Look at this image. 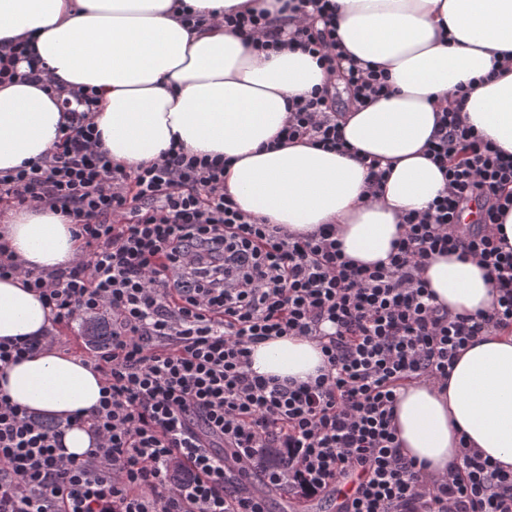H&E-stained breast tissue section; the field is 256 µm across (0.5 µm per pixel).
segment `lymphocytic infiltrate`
<instances>
[{
    "label": "lymphocytic infiltrate",
    "instance_id": "lymphocytic-infiltrate-1",
    "mask_svg": "<svg viewBox=\"0 0 512 512\" xmlns=\"http://www.w3.org/2000/svg\"><path fill=\"white\" fill-rule=\"evenodd\" d=\"M305 24L281 34L262 14L224 24L261 47L300 50L350 97L389 94L383 72L336 62L334 0H300ZM27 46L0 51V83L46 81ZM77 103L46 156L0 173V201L46 202L81 241L76 265L23 271L0 240V277L24 274L66 325L112 312L111 340L90 362L104 383L87 417L95 446L76 462L60 453L67 426L0 395V512H269L264 498L230 489L261 469L301 500L362 481L342 512H512V473L478 450L434 477L403 454L392 426L396 390L426 377L447 381L461 351L491 329L512 328V246L488 227L512 209V158L458 108L442 111L428 149L446 188L402 222L387 261L347 258L332 225L302 237L264 224L224 192V162L170 147L128 169L95 148L92 90ZM288 139L350 152L331 85L293 102ZM479 204L477 223L463 212ZM478 259L496 290L490 311L454 315L421 277L433 255ZM317 340L324 355L310 381L255 374L250 355L274 338Z\"/></svg>",
    "mask_w": 512,
    "mask_h": 512
}]
</instances>
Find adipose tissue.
Returning a JSON list of instances; mask_svg holds the SVG:
<instances>
[{
	"mask_svg": "<svg viewBox=\"0 0 512 512\" xmlns=\"http://www.w3.org/2000/svg\"><path fill=\"white\" fill-rule=\"evenodd\" d=\"M294 0H0V47L30 42L53 90L0 84V171L51 152L68 114L67 93L95 88L91 115L99 151L135 167L171 145L229 159L224 190L239 207L294 234L336 228L345 255L387 260L402 216L425 209L445 179L425 151L448 94L466 90L467 124L512 156V0H335L336 35L346 51L388 75L392 92L348 101L341 155L309 140L277 143L288 105L327 80L308 54L247 43L224 15L264 12L287 24ZM390 174L368 195L364 158ZM24 271L50 273L82 255L65 218L49 205L0 214ZM423 277L449 313L489 311L495 289L486 268L456 254L434 255ZM53 314L23 274L0 278V341L39 340L31 356L0 370V392L28 412L87 417L100 399V374L58 345L44 343ZM317 342L276 338L258 345L251 367L264 376L307 380L322 365ZM394 424L402 451L435 476L479 449L512 472V330H493L461 353L446 389L425 379L397 391Z\"/></svg>",
	"mask_w": 512,
	"mask_h": 512,
	"instance_id": "1",
	"label": "adipose tissue"
}]
</instances>
